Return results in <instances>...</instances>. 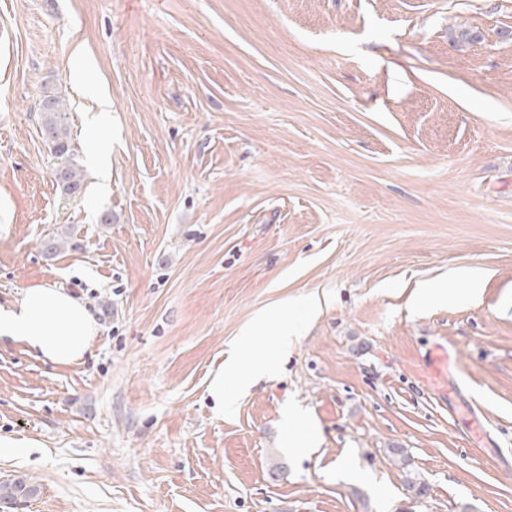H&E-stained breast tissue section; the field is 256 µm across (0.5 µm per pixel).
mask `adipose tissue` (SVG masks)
<instances>
[{
  "label": "adipose tissue",
  "instance_id": "adipose-tissue-1",
  "mask_svg": "<svg viewBox=\"0 0 512 512\" xmlns=\"http://www.w3.org/2000/svg\"><path fill=\"white\" fill-rule=\"evenodd\" d=\"M97 333L90 303L53 284L26 288L17 299L0 305V337L25 343L46 363L79 362Z\"/></svg>",
  "mask_w": 512,
  "mask_h": 512
}]
</instances>
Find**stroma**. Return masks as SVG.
<instances>
[{
    "mask_svg": "<svg viewBox=\"0 0 512 512\" xmlns=\"http://www.w3.org/2000/svg\"><path fill=\"white\" fill-rule=\"evenodd\" d=\"M41 283L99 330L0 339L22 512H512V0H0V303ZM44 93L40 113L42 132L60 161L54 171L55 179L65 195L75 197L80 193L83 180L80 169L72 158L66 103L59 92L47 89ZM267 363L263 360L254 359L244 364L239 359H228L220 371L214 376L209 389L211 395L222 404L224 402V373L231 374L242 382L254 384L266 376ZM388 459L403 473V485L409 492H416L421 498L426 494L427 483L414 467L407 449L394 446L388 448Z\"/></svg>",
    "mask_w": 512,
    "mask_h": 512,
    "instance_id": "35a3bbf8",
    "label": "stroma"
}]
</instances>
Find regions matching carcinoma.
I'll list each match as a JSON object with an SVG mask.
<instances>
[{
    "label": "carcinoma",
    "mask_w": 512,
    "mask_h": 512,
    "mask_svg": "<svg viewBox=\"0 0 512 512\" xmlns=\"http://www.w3.org/2000/svg\"><path fill=\"white\" fill-rule=\"evenodd\" d=\"M42 132L52 146L59 160L54 175L64 194L75 196L80 193L82 178L72 153L70 130L67 122V108L60 93L45 90L41 112ZM388 459L403 473V485L409 492L422 497L426 494L427 483L414 467L407 449L396 446L388 449ZM38 485L24 476L0 481V503L14 504L37 497Z\"/></svg>",
    "instance_id": "cac0c4a2"
}]
</instances>
